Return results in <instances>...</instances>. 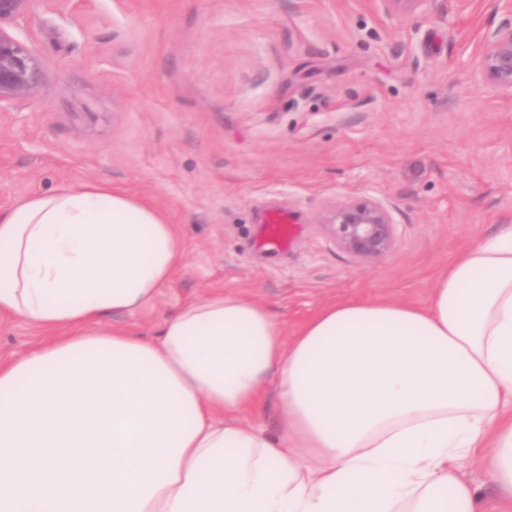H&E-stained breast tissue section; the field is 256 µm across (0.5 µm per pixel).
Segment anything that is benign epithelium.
Masks as SVG:
<instances>
[{
	"label": "benign epithelium",
	"instance_id": "benign-epithelium-1",
	"mask_svg": "<svg viewBox=\"0 0 512 512\" xmlns=\"http://www.w3.org/2000/svg\"><path fill=\"white\" fill-rule=\"evenodd\" d=\"M38 0H0V111L29 104L42 86L46 68L41 55L13 31ZM478 75L487 85L512 93V13L482 36ZM342 251L360 265L373 266L396 250L390 211L372 199H347L323 217Z\"/></svg>",
	"mask_w": 512,
	"mask_h": 512
}]
</instances>
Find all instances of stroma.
Listing matches in <instances>:
<instances>
[{"instance_id":"obj_1","label":"stroma","mask_w":512,"mask_h":512,"mask_svg":"<svg viewBox=\"0 0 512 512\" xmlns=\"http://www.w3.org/2000/svg\"><path fill=\"white\" fill-rule=\"evenodd\" d=\"M512 0H38L17 34L41 54L34 100L0 111V210L62 184L115 186L177 226L183 261L145 309L106 324L155 337L221 289L294 333L355 299L426 304L461 250L512 222V96L474 75ZM385 205L393 255L371 267L320 216ZM294 223L261 246L271 212ZM44 332L0 318V359Z\"/></svg>"}]
</instances>
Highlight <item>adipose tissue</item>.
Returning a JSON list of instances; mask_svg holds the SVG:
<instances>
[{"instance_id":"1","label":"adipose tissue","mask_w":512,"mask_h":512,"mask_svg":"<svg viewBox=\"0 0 512 512\" xmlns=\"http://www.w3.org/2000/svg\"><path fill=\"white\" fill-rule=\"evenodd\" d=\"M182 258L174 225L107 185L0 211V316L52 332L0 360V512H512V224L422 306L335 302L288 338L217 290L153 339L104 325ZM270 376L274 435L241 419ZM462 466L465 476L479 488L484 499L490 502L495 495V487L489 475L471 458L464 460Z\"/></svg>"}]
</instances>
